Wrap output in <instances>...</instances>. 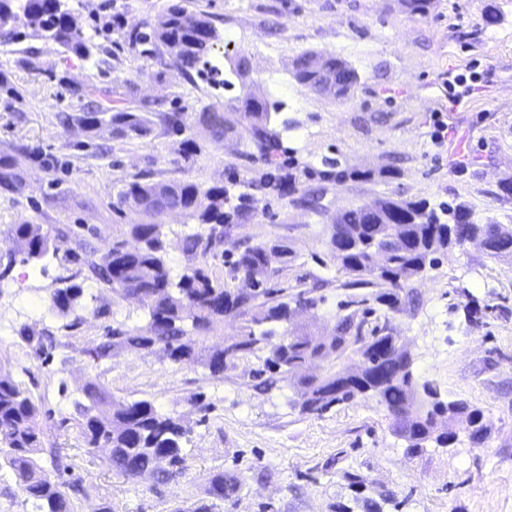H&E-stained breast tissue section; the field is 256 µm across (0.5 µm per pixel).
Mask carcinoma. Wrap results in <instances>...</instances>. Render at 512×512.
I'll return each mask as SVG.
<instances>
[{
	"label": "carcinoma",
	"instance_id": "1",
	"mask_svg": "<svg viewBox=\"0 0 512 512\" xmlns=\"http://www.w3.org/2000/svg\"><path fill=\"white\" fill-rule=\"evenodd\" d=\"M112 29V22L95 19L93 32L79 24L64 0H0V46L19 44L31 37L55 42L67 54L88 59L96 48L94 36ZM143 47L150 60L166 64L170 58L185 71L202 73L217 41L218 30L204 14L189 15L177 4L154 20H145L128 36ZM164 46L167 55L159 54ZM294 78L302 87L335 98L346 96L357 84L354 69L334 56L304 52L294 61ZM282 105L266 95L250 98L239 122L248 133V155L268 167V183L296 193L304 181L334 179L338 182L373 177L370 171L342 168L336 159H326L325 169L301 166L293 152L283 146L280 133L271 125L272 113ZM163 129L171 134L187 131L183 112L159 114ZM195 124L212 137L223 140L234 133L226 114L204 107L195 114ZM112 132L122 137H142L149 130L147 119L136 112H115ZM245 195L232 204L230 191L222 185L202 187L195 183H162L136 179L118 196V204L142 215L129 225L132 247L117 244L99 260L88 264L90 272L116 295L137 297L153 326L147 336L137 328L119 325L109 329L87 355L99 366L124 349L147 354L160 352L173 362L204 360L213 376L248 364L260 351L263 363L251 369L259 392H266L284 379L318 361L322 374L298 381L295 406L303 415H321L336 405L358 398L374 397L391 420L395 433L418 453L433 441L447 448L455 444L454 426L460 420L473 428V439L486 438L481 410L463 401L442 399L439 389L426 381L418 383L413 362L393 335L390 318L412 301L406 284L431 267L436 255L468 238L487 240L491 253L512 254V228L504 224H481L463 202L430 206L425 200L384 196L373 207L347 209L336 216L326 245L336 265L345 271L344 287L350 294L337 304L333 326L321 331H296L288 327L289 312L296 305L316 309L324 298L310 288L290 293L271 285L278 268L293 259L281 245L259 242L241 247L231 242L228 229L243 207ZM180 211L197 222L182 237L183 250L196 262L179 277L171 274L165 260L166 215ZM10 251L37 261L57 254L62 241L41 232L37 224L11 225ZM224 259L233 279H247L252 289L226 288L213 280L208 260ZM83 289L70 286L55 291L50 308L73 315L67 327L79 326L83 318ZM232 317L241 321L235 336L224 345L210 348L206 341ZM20 345L33 361L48 362L58 346L49 332L36 335L22 327ZM355 355L365 364L355 375L348 373L345 359ZM88 403L75 402L76 414L62 419L79 431L85 453L106 450L109 465L125 477L137 480L149 473L168 482L184 469L183 443L189 434L183 418L161 412L151 401L115 402L98 381L87 384ZM50 415L42 399L34 396L21 379L0 373V480L3 492L17 488L31 512H80L79 505L100 500L98 512H112V503L99 485L72 477L74 463L64 448L47 442L41 427ZM239 491L237 479L218 472L209 479L208 496L228 500Z\"/></svg>",
	"mask_w": 512,
	"mask_h": 512
}]
</instances>
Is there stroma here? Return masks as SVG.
I'll return each instance as SVG.
<instances>
[{"instance_id": "1", "label": "stroma", "mask_w": 512, "mask_h": 512, "mask_svg": "<svg viewBox=\"0 0 512 512\" xmlns=\"http://www.w3.org/2000/svg\"><path fill=\"white\" fill-rule=\"evenodd\" d=\"M68 0L82 23L111 15V38L88 61L45 39L25 41L27 65L0 47V79L17 89L0 91V160L22 178L17 193L0 191V264L11 225L28 222L57 235L69 230L63 251L44 261L15 265L0 284V372L27 364L17 342L21 327L49 330L63 339L48 367L33 372L30 386L50 418L48 440L68 449L75 472L101 486L112 512H191L205 499L210 477L233 474L235 497L217 500L212 512H343L359 497L381 502L383 512H512V257L479 244L453 245L426 274L410 281L413 302L391 319L406 341L418 380L434 382L443 398L461 400L484 413L482 443L467 436L448 448L427 443L413 455L391 429L376 400L341 404L319 416L294 406V382L269 393L253 388L249 367L210 375L203 361L175 363L159 354L122 351L91 368L84 354L106 325L125 323L148 331L136 300L121 299L89 279L87 260L117 242H129L138 214L118 204L125 184L155 182L222 184L248 193L246 215L232 237L250 244H285L295 259L280 270L274 287L296 292L318 287V309L295 316L296 329L332 325L346 276L325 247L340 212L383 196L469 205L478 222L512 225V196L498 188L512 177V0H429L425 16L410 15L403 0ZM208 15L222 36L212 61L251 66L231 89L175 65L159 67L140 55L128 35L171 4ZM496 23L483 21L487 9ZM347 61L359 79L350 93L332 98L298 85L292 63L301 52ZM102 88L98 107L137 112L152 121L139 139L113 135L110 124L89 129L62 125L59 113L78 114L81 87ZM267 93L284 102L272 124L299 164L321 167L335 158L368 170L372 179L309 182L323 194V213L287 195L249 192L266 167L245 153L247 133L236 128L217 143L199 127L189 137L198 148L183 157L181 139L162 130L159 113L194 116L214 107L236 119L241 100ZM28 153L21 154L17 145ZM396 171L393 179L382 178ZM84 290L83 323L69 328V315L49 312L55 289ZM477 300L483 311L468 322L464 307ZM114 400L148 399L159 410L183 415L189 429L186 467L176 480L151 476L132 481L112 470L104 455L90 458L66 419L90 375ZM202 396L205 410L191 408ZM364 480L350 487L347 472Z\"/></svg>"}]
</instances>
